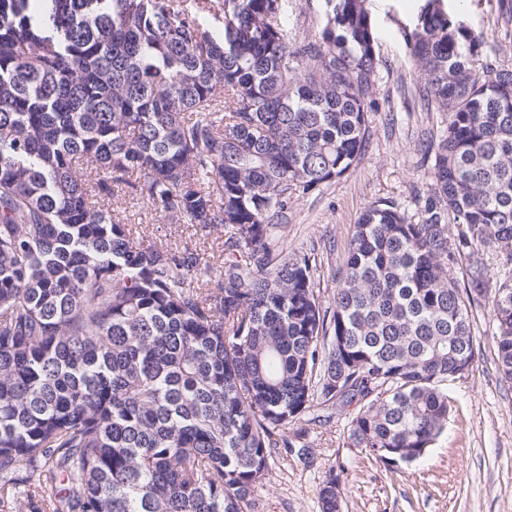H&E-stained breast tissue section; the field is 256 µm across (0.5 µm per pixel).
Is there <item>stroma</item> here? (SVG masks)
Returning <instances> with one entry per match:
<instances>
[{
  "label": "stroma",
  "mask_w": 512,
  "mask_h": 512,
  "mask_svg": "<svg viewBox=\"0 0 512 512\" xmlns=\"http://www.w3.org/2000/svg\"><path fill=\"white\" fill-rule=\"evenodd\" d=\"M446 3L449 12L485 35L484 59L512 69V12L505 11L503 0ZM421 4L366 0L375 48L384 62L375 110L369 115L367 151L344 176L313 192L293 195L288 204V247L313 254L316 292L326 305L363 211L388 198L411 216L416 195L427 190L425 149L446 115L427 109L420 99L424 76L403 40ZM328 10L326 0H280L276 22L286 40L311 37L324 26ZM111 209L134 242L186 245L209 259L223 248V227L204 233L194 225L159 217L120 193ZM471 319L474 366L449 382L448 424L422 459L399 466L376 460L349 444L353 408L316 403L309 420L293 427L309 448L308 459L277 449L256 512H320L319 486L331 471L342 481V512H512V386L504 384L496 370L486 308L474 307Z\"/></svg>",
  "instance_id": "obj_1"
}]
</instances>
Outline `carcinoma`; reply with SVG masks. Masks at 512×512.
<instances>
[{
	"instance_id": "1",
	"label": "carcinoma",
	"mask_w": 512,
	"mask_h": 512,
	"mask_svg": "<svg viewBox=\"0 0 512 512\" xmlns=\"http://www.w3.org/2000/svg\"><path fill=\"white\" fill-rule=\"evenodd\" d=\"M332 2L290 43L279 0H201L219 32L178 0H0V504L251 512L275 449L308 456L290 427L317 396L359 405L354 447L418 460L474 364V303L512 384V70L476 69L484 35L444 0L403 35L448 113L418 220L372 203L327 307L284 247L292 195L364 156L375 111L365 0ZM116 186L224 226V260L132 241ZM318 495L340 512L339 475Z\"/></svg>"
}]
</instances>
